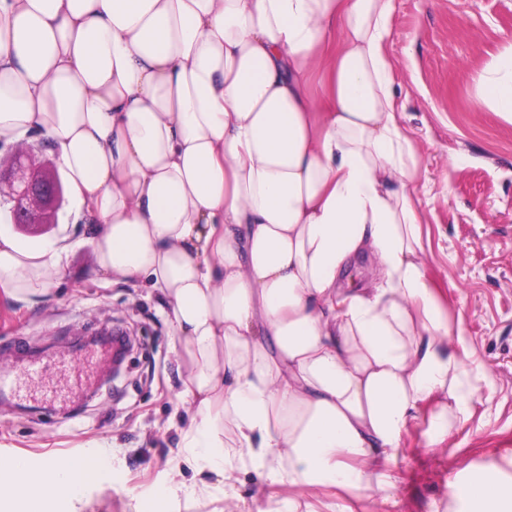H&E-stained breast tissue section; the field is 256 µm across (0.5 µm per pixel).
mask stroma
<instances>
[{
    "instance_id": "1",
    "label": "stroma",
    "mask_w": 512,
    "mask_h": 512,
    "mask_svg": "<svg viewBox=\"0 0 512 512\" xmlns=\"http://www.w3.org/2000/svg\"><path fill=\"white\" fill-rule=\"evenodd\" d=\"M509 36L512 0H396L387 51L417 152L428 275L449 317H462V340L485 377L472 386L467 420L440 448H427L432 404L397 455L376 463L388 481L380 494L354 499L325 488L314 512H471L449 496V481L489 472L512 480V124L471 100ZM89 234L64 199L51 231L68 246L63 275L43 297L0 293V371L18 374L24 393L0 404V456L39 463L106 447L109 469L88 499L95 512H138L173 481L198 487L211 477L175 468L193 408L177 399L178 353L163 300L144 284L99 281ZM104 327L123 330L133 346L123 375L106 386L110 358L75 363L76 349ZM236 477L237 500L210 487L187 512H269L301 496L250 469Z\"/></svg>"
}]
</instances>
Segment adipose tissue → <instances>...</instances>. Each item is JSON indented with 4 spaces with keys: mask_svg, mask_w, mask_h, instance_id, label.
Masks as SVG:
<instances>
[{
    "mask_svg": "<svg viewBox=\"0 0 512 512\" xmlns=\"http://www.w3.org/2000/svg\"><path fill=\"white\" fill-rule=\"evenodd\" d=\"M395 0H0V142L52 147L98 275L158 290L195 408L183 464L236 495L235 471L305 492L380 490L422 406L467 418L481 364L456 350L426 272L414 144L385 52ZM472 103L512 124V40ZM366 255L380 282L342 289ZM66 249L0 211V292L44 295ZM109 465L32 463L0 503L83 512ZM474 512H512V482H451Z\"/></svg>",
    "mask_w": 512,
    "mask_h": 512,
    "instance_id": "ef3b65f1",
    "label": "adipose tissue"
}]
</instances>
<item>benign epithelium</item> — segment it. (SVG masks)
<instances>
[{
  "label": "benign epithelium",
  "instance_id": "1",
  "mask_svg": "<svg viewBox=\"0 0 512 512\" xmlns=\"http://www.w3.org/2000/svg\"><path fill=\"white\" fill-rule=\"evenodd\" d=\"M32 148L18 147L6 159L0 158V202L10 205L19 217L14 227L41 231L53 226L51 216L63 201V190L56 176V164L35 169Z\"/></svg>",
  "mask_w": 512,
  "mask_h": 512
}]
</instances>
